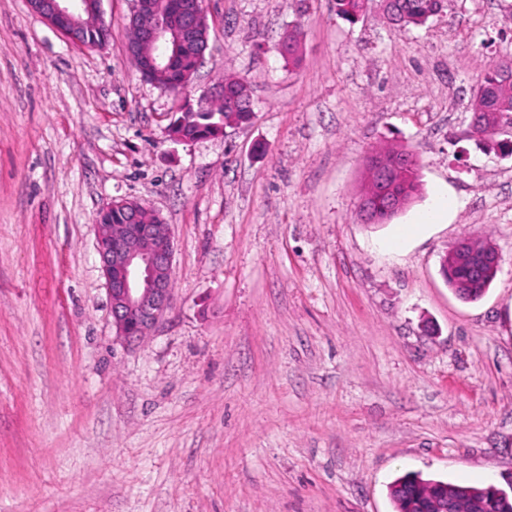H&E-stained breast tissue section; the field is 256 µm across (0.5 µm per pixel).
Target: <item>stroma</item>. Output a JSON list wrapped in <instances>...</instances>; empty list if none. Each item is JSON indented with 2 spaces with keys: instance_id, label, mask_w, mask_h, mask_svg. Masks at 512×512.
<instances>
[{
  "instance_id": "obj_1",
  "label": "stroma",
  "mask_w": 512,
  "mask_h": 512,
  "mask_svg": "<svg viewBox=\"0 0 512 512\" xmlns=\"http://www.w3.org/2000/svg\"><path fill=\"white\" fill-rule=\"evenodd\" d=\"M131 9L103 0L112 38L89 48L0 0V512H394L408 471L512 488V153L468 136L512 0L405 31L374 6L208 0L190 94L239 77L255 112L190 143L126 53ZM386 146L421 190L365 224ZM441 193L464 207L391 250ZM120 198L175 240L171 305L130 346L97 252ZM463 238L502 257L471 302L440 272Z\"/></svg>"
}]
</instances>
